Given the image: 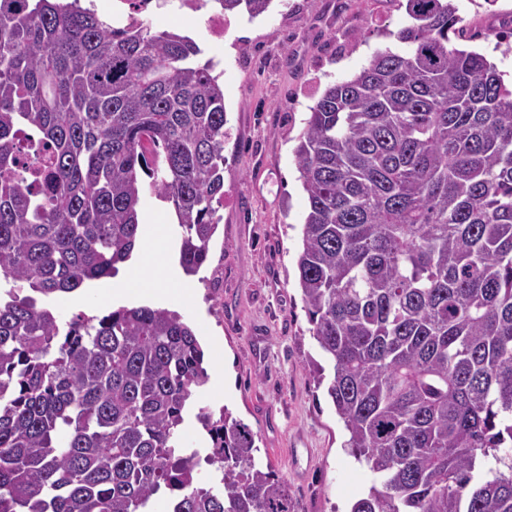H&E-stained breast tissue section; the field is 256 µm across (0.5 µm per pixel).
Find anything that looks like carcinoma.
<instances>
[{"label":"carcinoma","instance_id":"carcinoma-1","mask_svg":"<svg viewBox=\"0 0 512 512\" xmlns=\"http://www.w3.org/2000/svg\"><path fill=\"white\" fill-rule=\"evenodd\" d=\"M265 13L272 0H217ZM406 52L328 85L295 149L298 284L346 447L377 475L351 512H512V88L452 0H406ZM188 36L81 0H0V512H290L226 411L175 454L208 379L182 316L56 317L44 296L114 276L150 192L196 276L224 203V85ZM492 459L509 473L474 475Z\"/></svg>","mask_w":512,"mask_h":512}]
</instances>
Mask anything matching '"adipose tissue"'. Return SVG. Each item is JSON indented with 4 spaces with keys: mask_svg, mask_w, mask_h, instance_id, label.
I'll return each mask as SVG.
<instances>
[{
    "mask_svg": "<svg viewBox=\"0 0 512 512\" xmlns=\"http://www.w3.org/2000/svg\"><path fill=\"white\" fill-rule=\"evenodd\" d=\"M172 225L145 224L130 259L107 286L91 284L92 302L112 307L130 304L179 308L189 304L194 290L177 270Z\"/></svg>",
    "mask_w": 512,
    "mask_h": 512,
    "instance_id": "adipose-tissue-1",
    "label": "adipose tissue"
}]
</instances>
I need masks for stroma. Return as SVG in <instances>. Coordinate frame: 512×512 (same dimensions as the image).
<instances>
[{
    "label": "stroma",
    "instance_id": "obj_1",
    "mask_svg": "<svg viewBox=\"0 0 512 512\" xmlns=\"http://www.w3.org/2000/svg\"><path fill=\"white\" fill-rule=\"evenodd\" d=\"M406 0H272L257 18L234 14L223 41L174 7L145 11L153 29L193 38L224 84L229 137L224 144L222 220L210 244L197 299L181 310L199 339L219 338L231 392L198 388L183 416L186 447L207 453L200 412L228 409L256 436L257 464L288 489L291 512H349L374 479L345 447L348 435L309 360L312 339L298 285L307 197L294 149L310 108L327 85L347 79L380 51L401 47ZM475 51L512 73V0H455ZM60 323L102 317L84 293L38 296Z\"/></svg>",
    "mask_w": 512,
    "mask_h": 512
}]
</instances>
